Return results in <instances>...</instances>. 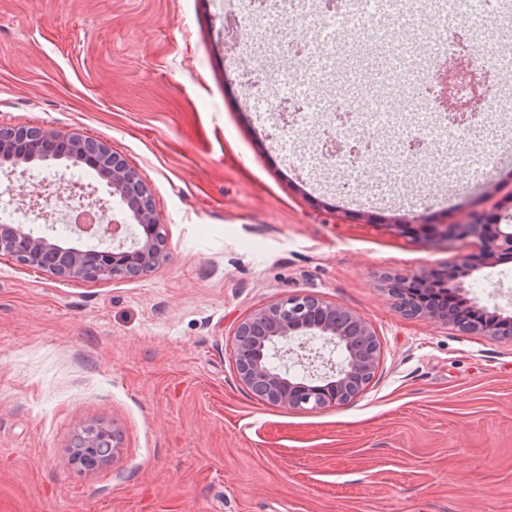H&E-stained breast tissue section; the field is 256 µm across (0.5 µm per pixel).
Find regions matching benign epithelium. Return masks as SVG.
Wrapping results in <instances>:
<instances>
[{
  "label": "benign epithelium",
  "mask_w": 512,
  "mask_h": 512,
  "mask_svg": "<svg viewBox=\"0 0 512 512\" xmlns=\"http://www.w3.org/2000/svg\"><path fill=\"white\" fill-rule=\"evenodd\" d=\"M10 141L23 144L33 157L44 161L62 159L61 152L73 150L82 139L75 135L45 130H30L24 126L10 130ZM81 156L98 171L111 194L129 204L130 218L145 228L144 237L132 235L129 241L118 239L121 224H99L94 235L100 240L82 247L64 248L42 236H34L23 224L0 225V254L25 264H42L60 278L87 281L114 278L124 268L130 273L153 270L166 258V240L150 210L138 208L133 171L105 143L84 144ZM392 229L405 237L423 236L436 244L462 241L476 237L481 253L488 260L512 255V223L497 224L488 229L482 219L462 224H414L395 221ZM401 313L435 323L450 324L452 319L433 310L422 308L410 300L403 302ZM471 333L512 339V317L496 315L484 325H475ZM374 335L368 322L346 308L328 304L310 295L297 293L258 309L241 321L235 331L234 357L240 380L248 387L262 390V396L274 406L293 410L313 411L341 405L362 392L373 380L378 354L360 349V341ZM324 347L345 352L341 363L325 359L321 353L305 354L311 340ZM308 364L309 376L321 380L312 385L291 375L295 364ZM112 436L108 445L118 448L119 433L99 423L90 427V434L76 442L78 460L98 466L108 460L95 448L100 441Z\"/></svg>",
  "instance_id": "obj_1"
}]
</instances>
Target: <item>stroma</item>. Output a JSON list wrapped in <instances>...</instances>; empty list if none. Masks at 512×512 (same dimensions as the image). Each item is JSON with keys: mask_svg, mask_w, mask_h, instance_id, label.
Masks as SVG:
<instances>
[{"mask_svg": "<svg viewBox=\"0 0 512 512\" xmlns=\"http://www.w3.org/2000/svg\"><path fill=\"white\" fill-rule=\"evenodd\" d=\"M244 0H0V126L105 142L147 185L168 258L135 278L59 279L0 256V512H512V340L409 320L380 273L441 270L448 246L388 224H456L512 196L482 138L438 139L430 173L326 168L302 138L268 132L225 63ZM87 165H0V191ZM357 180L361 195L343 198ZM451 293L512 317V256ZM308 293L362 315L380 343L349 402L305 412L239 379L237 324ZM121 446L67 466L89 424Z\"/></svg>", "mask_w": 512, "mask_h": 512, "instance_id": "1", "label": "stroma"}]
</instances>
